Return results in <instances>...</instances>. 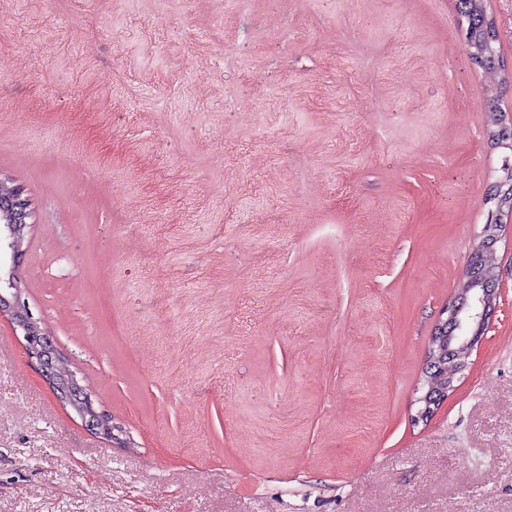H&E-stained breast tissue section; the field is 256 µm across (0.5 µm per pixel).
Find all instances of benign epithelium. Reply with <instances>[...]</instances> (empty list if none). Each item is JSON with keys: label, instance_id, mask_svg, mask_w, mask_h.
Listing matches in <instances>:
<instances>
[{"label": "benign epithelium", "instance_id": "1", "mask_svg": "<svg viewBox=\"0 0 512 512\" xmlns=\"http://www.w3.org/2000/svg\"><path fill=\"white\" fill-rule=\"evenodd\" d=\"M25 206L17 195L16 189L7 180L0 181V319L7 320L14 331L20 333L25 341V350L29 359L36 364L42 377L52 388L57 400L71 407L81 418L84 425L96 435H101L115 445L127 448L129 442L124 430L110 424L112 415L99 410L94 405L92 392L82 384L76 373L62 375L58 365L64 357L58 351L42 320L34 315L28 303L22 298V285L19 279V265L25 255L24 244L30 225L24 216ZM503 224H487L478 248L495 254V244ZM498 271L482 269L474 274L475 287L460 293L445 309L446 318L434 328L432 337L453 338L454 331L467 320L478 326L479 335L472 336L464 346L448 343L443 350L448 362L456 364V371L464 369L457 362L460 354H471L487 334L491 320L498 305ZM455 378L448 379V386L436 383L433 373L426 372L424 385L428 391L424 396L426 408L418 413L417 421L431 419L440 406L445 403L448 393L455 390Z\"/></svg>", "mask_w": 512, "mask_h": 512}]
</instances>
